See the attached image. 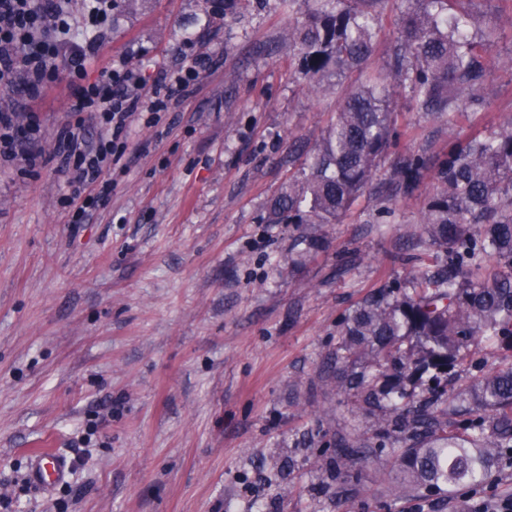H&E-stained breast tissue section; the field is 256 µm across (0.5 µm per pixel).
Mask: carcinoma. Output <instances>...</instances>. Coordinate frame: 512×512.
Listing matches in <instances>:
<instances>
[{
  "mask_svg": "<svg viewBox=\"0 0 512 512\" xmlns=\"http://www.w3.org/2000/svg\"><path fill=\"white\" fill-rule=\"evenodd\" d=\"M385 0H316L288 28L298 73L328 89L372 55ZM388 76L425 115L487 106L489 45L497 29L477 25L463 0H405ZM387 82L345 91L320 147L272 199L269 224H338L372 185L396 143ZM421 251L411 272L366 296L343 320L336 387L384 411L401 434L391 467L416 494L477 490L512 454V362L457 388L478 340L512 349V119L448 143L434 162L398 159L383 201L411 198L427 171ZM363 361L361 372L349 371ZM413 387L407 388L406 382Z\"/></svg>",
  "mask_w": 512,
  "mask_h": 512,
  "instance_id": "obj_1",
  "label": "carcinoma"
}]
</instances>
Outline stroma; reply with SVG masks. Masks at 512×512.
<instances>
[{"mask_svg": "<svg viewBox=\"0 0 512 512\" xmlns=\"http://www.w3.org/2000/svg\"><path fill=\"white\" fill-rule=\"evenodd\" d=\"M216 4L111 11L87 80L123 60L149 92L196 57L210 67L168 110L132 117L86 223H73L79 187L51 158L62 127L92 143L104 133L73 111L75 84L0 89V110L35 121L45 155L32 170L0 164V512H469L511 497V460L477 491L394 495V436L332 382L344 315L409 271L431 182L388 215L370 187L304 254L294 243L308 225L266 221L345 88L384 72L405 0H386L371 58L320 93L283 42L309 0ZM464 7L503 33L487 54L488 105L432 118L396 95V154L432 158L512 118V10ZM42 450L81 462L35 490L29 457Z\"/></svg>", "mask_w": 512, "mask_h": 512, "instance_id": "1", "label": "stroma"}]
</instances>
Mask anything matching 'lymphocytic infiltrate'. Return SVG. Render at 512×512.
<instances>
[{"instance_id":"f902f5d3","label":"lymphocytic infiltrate","mask_w":512,"mask_h":512,"mask_svg":"<svg viewBox=\"0 0 512 512\" xmlns=\"http://www.w3.org/2000/svg\"><path fill=\"white\" fill-rule=\"evenodd\" d=\"M67 26L63 0H0V86L11 87L20 76L28 94L35 95L59 70H67L83 81L74 111L93 109L95 119L106 131L93 146L70 126L59 130L56 137L55 158L62 168L71 171L73 182L87 190L76 208L81 218L102 198L97 187L110 168L130 118L143 110H160L163 100L137 95L140 79L122 65L105 69L94 81L85 82L86 62L104 33L96 31L82 43L50 45L44 41V33L63 31Z\"/></svg>"}]
</instances>
